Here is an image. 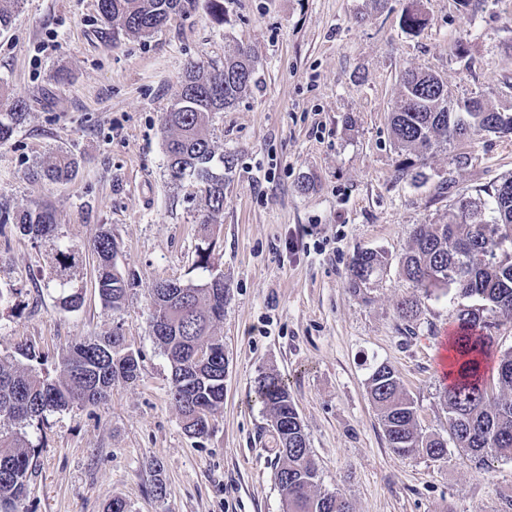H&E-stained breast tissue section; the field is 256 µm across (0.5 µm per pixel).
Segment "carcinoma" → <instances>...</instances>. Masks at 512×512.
I'll return each instance as SVG.
<instances>
[{
  "label": "carcinoma",
  "mask_w": 512,
  "mask_h": 512,
  "mask_svg": "<svg viewBox=\"0 0 512 512\" xmlns=\"http://www.w3.org/2000/svg\"><path fill=\"white\" fill-rule=\"evenodd\" d=\"M195 0H99L98 10L108 23L114 21L127 33L147 37L170 15L188 10ZM410 0L401 15L402 27L416 33L425 18ZM20 0H0V29H6ZM255 64L242 48L224 57L223 68L203 61L187 68L176 103L165 114L164 147L169 179L176 185L189 182L199 187L203 203L201 224L211 223L224 211V169L232 161L216 155L208 128L213 114L224 111L255 83ZM403 106L390 113V128L399 150L424 159L440 146H454L488 132L487 124L506 118L512 130V113L486 106L471 97L449 106L448 88L437 76L408 71L402 77ZM26 103L13 101L0 112V143L9 140L26 116ZM413 186L425 183L423 166L410 160L401 169ZM74 161L58 154L43 170L55 182L70 180ZM14 229L55 252L50 281L64 289L63 309L82 306L79 293H67L76 278L83 252L97 258V290L101 302L122 308L132 283L114 262L117 243L112 227L99 225L88 242H65L52 210L14 209L0 202V236ZM214 243L198 247L196 267L208 273L200 283L162 281L150 292L151 329L155 341L171 365L172 400L178 407L183 429L192 438L208 435L211 417L224 406V339L214 333L224 318V276L213 272ZM388 264L373 250L356 252L349 265V289L357 293L377 278ZM399 275L419 293L429 296L451 288L461 298L477 297L480 308L464 304L456 310L457 376L444 399L448 408L449 438L424 431L413 402L404 395L396 371L379 365L369 377L368 389L388 447L399 455L425 454L441 458L448 442L469 453L476 462L488 456L512 458V397L490 394L483 381V364L490 355L487 330L500 314L512 313V174L485 190V196L457 193L441 222L420 224L412 245L398 260ZM418 296L403 298L398 316L411 321L417 314ZM112 335L95 336L71 347L55 367V373L36 369L40 359L30 346L18 347L21 359L0 358V510L19 512L27 494L33 460L26 428L46 415L107 400L117 382H132L139 366L125 367L131 351L125 340ZM207 345L216 355L207 361L192 357V349ZM501 390L512 392V351L504 354L497 369ZM255 392L265 405L277 437L279 466L275 480L285 512H352L349 502L334 495H318V467L294 401L285 381L277 374L257 378Z\"/></svg>",
  "instance_id": "cac0c4a2"
}]
</instances>
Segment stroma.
Listing matches in <instances>:
<instances>
[{
	"mask_svg": "<svg viewBox=\"0 0 512 512\" xmlns=\"http://www.w3.org/2000/svg\"><path fill=\"white\" fill-rule=\"evenodd\" d=\"M209 0L170 16L149 37L105 24L98 0H21L0 30V101L29 110L0 144V202L49 205L62 235L76 243L112 227L118 266L136 285L113 310L95 288L97 262L83 256L67 311L49 280L45 247L19 233L0 238V357L34 347L46 367L90 336L121 328L140 357L135 382L106 402L47 416L30 427L33 474L23 512H282L275 481L274 431L255 394L259 375L288 385L318 465L317 489L354 512H512V459L474 461L401 456L388 447L368 391L380 364L399 374L426 431L448 417L438 369L440 340L455 324V292L422 297L415 320L396 307L411 290L396 262L417 225L448 211L440 182L460 190L512 172V134H483L427 154L425 184L399 178L403 160L389 114L400 77H441L452 99L482 96L512 113V0H421L426 18L405 33L408 0ZM247 49L255 85L217 113L210 138L230 156L224 213L203 229L200 193L167 176L163 118L191 62L223 63L227 47ZM65 153L71 180L41 170ZM216 243L224 275V406L207 437L183 430L170 396L171 369L150 328L156 282H200L196 251ZM369 249L389 266L370 288L352 292L349 263ZM163 479L165 497L153 492Z\"/></svg>",
	"mask_w": 512,
	"mask_h": 512,
	"instance_id": "35a3bbf8",
	"label": "stroma"
}]
</instances>
